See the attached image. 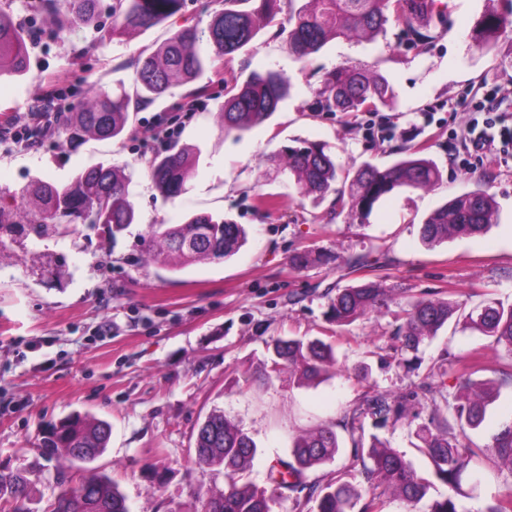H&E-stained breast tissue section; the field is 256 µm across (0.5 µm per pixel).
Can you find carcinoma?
I'll list each match as a JSON object with an SVG mask.
<instances>
[{
    "label": "carcinoma",
    "mask_w": 512,
    "mask_h": 512,
    "mask_svg": "<svg viewBox=\"0 0 512 512\" xmlns=\"http://www.w3.org/2000/svg\"><path fill=\"white\" fill-rule=\"evenodd\" d=\"M101 0H39L40 8L54 18L60 34L92 25L100 13ZM224 8L215 11L204 28L187 26L173 31L153 52L139 58L133 94H109L103 90L87 103L66 106L58 111L55 123L36 129L40 138L52 128L65 134L72 147L88 137L121 139L126 133L130 111H138L175 86L197 82L212 68L216 59L230 57L248 46L267 27H277L288 52L305 61L320 52L328 41L360 34L370 39L389 21L402 28L410 45L419 51L432 41L429 27L437 13V0H222ZM184 0H113L112 33L126 34L149 29L181 13ZM512 17L493 9L475 22L469 38L479 50H489L507 28ZM213 55L201 52V45ZM29 60L28 34L11 13L0 10V77L22 76ZM289 85L281 71L269 69L252 73L241 81L234 77L224 85L220 107L224 133H242L263 121L279 108ZM395 97L387 78L376 70L358 65H343L322 80L317 91V112H379ZM405 157L380 169L370 163L358 168L349 192H337L335 206L348 207L367 217L379 200L396 188L429 189L442 180V171L423 156L416 144L402 147ZM288 171L295 177L297 193L324 196L335 190L343 173L325 147L301 143L284 149ZM195 148L171 143L162 154L147 161L155 187L165 196L186 190L194 170ZM129 177L115 166L92 165L66 185L33 181L23 194L33 200V208L18 212L0 201V244L3 237L16 234L37 237L57 235L72 224H94L112 235L134 223L135 209L128 193ZM495 208L486 189L462 193L433 210L421 225V239L436 246L452 238L480 234L493 223ZM245 240L239 224L216 219L209 213L191 216L173 227L162 224L154 231L150 244L153 262L165 264L174 258L183 264L202 260H221L234 255ZM390 290L373 280L359 281L339 289L329 300V320L347 325L386 307ZM464 311L463 304L447 299H411L401 311L395 339L396 353L418 349L425 339L437 335L453 317ZM472 329L492 338V343L507 356V361L489 369L478 355L450 361L456 368L457 391L444 394L447 370L434 363L412 392L441 398L448 416L437 407L430 425L415 432V450L431 465L427 473L416 470L405 455L389 441L373 436L365 439L362 418L366 414L395 423L411 414L406 399L385 391L363 392L340 424L328 423L300 434L291 448L292 461L282 468H271L270 487L259 488L245 476L255 458V441L221 411L210 413L198 427L195 439L196 460L201 465L224 469V491L201 500V512H272L280 490H308L305 501H295L303 512L315 503L313 512H382L384 497H398L412 506L427 494L436 478L458 490L467 473L488 472L503 478L504 489L494 497L486 512H512V421L499 426L491 442L477 444L472 433L486 420L487 407L495 397L494 385L512 380V304L490 303L463 315ZM273 357L262 365L266 378L284 367H296L309 380L326 376L334 364L330 343L315 338L275 339ZM492 371L497 378H481ZM347 433L351 444L348 462L308 481V472L334 460L341 448L336 427ZM112 435L109 422L88 415L72 414L52 424L43 433L40 447L50 455L72 461L91 462L107 448ZM361 475L370 483L364 495L351 482ZM29 484L24 471L0 470V512H29L26 501ZM47 512H130L124 494L102 474L83 475L79 484L53 483Z\"/></svg>",
    "instance_id": "carcinoma-1"
}]
</instances>
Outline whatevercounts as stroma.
<instances>
[{
    "label": "stroma",
    "instance_id": "35a3bbf8",
    "mask_svg": "<svg viewBox=\"0 0 512 512\" xmlns=\"http://www.w3.org/2000/svg\"><path fill=\"white\" fill-rule=\"evenodd\" d=\"M102 3L97 26L60 35L25 0H0L25 31L41 30L29 44L28 73L0 78V191L15 193L14 205L23 210L30 202L22 191L32 181L62 186L104 162L130 174L136 211L135 223L113 237L77 224L65 236L0 246V470H24L31 512H45L57 469L84 470L37 446L43 426L70 414L111 423L109 446L93 466L119 485L131 512H199L203 495L224 489L221 468L195 461L194 434L210 412L223 411L253 438L249 478L265 487L270 466L289 460L296 434L339 421L364 389L405 396L429 365L450 355L476 351L496 363L490 338L455 319L404 359L394 350V333L395 316L410 297L449 295L469 307L512 304V159L464 156L458 138L475 113L512 99V35L484 52L468 38L490 6L506 8L507 0H449L448 14L432 23L433 43L420 55L391 22L372 40H330L302 63L269 28L231 62H216L191 107L176 87L131 114L125 139H91L76 149L58 133L36 147L16 141L14 128L41 111L46 88L71 103L101 88L132 90L141 53L179 28L206 26L216 8L214 0H185L179 16L112 38V0ZM345 64L388 78L395 98L385 114L397 135H372L365 112L314 111L323 74ZM268 69L291 80L279 111L241 137L225 136L218 112L225 80ZM166 128L180 129V143L200 150L186 191L172 198L155 188L144 165L161 152ZM297 141L324 145L350 171L366 161L386 168L412 141L425 146L442 180L428 190H394L366 217L336 210L332 197H299L293 175L268 163ZM480 187L496 201L492 227L425 246L420 227L427 215ZM197 213L243 225L246 244L227 260L177 269L150 262L152 226H175ZM305 247L316 249L321 262L292 269L291 257ZM357 256L368 257L369 267L346 273V259ZM362 279L392 289L387 308L344 327L329 322L330 297ZM303 337L332 342V378L308 381L286 370L272 382L260 379L272 340ZM429 416L425 409L393 424L369 415L364 431L423 468L413 432ZM502 488V479L473 474L456 499L466 512H484Z\"/></svg>",
    "mask_w": 512,
    "mask_h": 512
}]
</instances>
